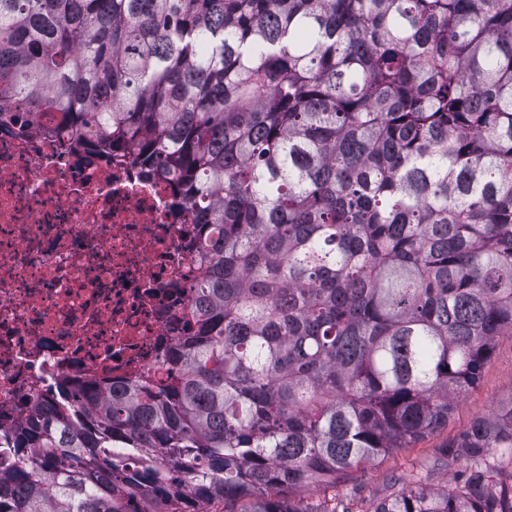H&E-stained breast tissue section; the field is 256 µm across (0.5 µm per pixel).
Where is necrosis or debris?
<instances>
[{
	"label": "necrosis or debris",
	"instance_id": "obj_1",
	"mask_svg": "<svg viewBox=\"0 0 512 512\" xmlns=\"http://www.w3.org/2000/svg\"><path fill=\"white\" fill-rule=\"evenodd\" d=\"M168 182L39 118L0 132V426L62 379L162 373L202 267Z\"/></svg>",
	"mask_w": 512,
	"mask_h": 512
}]
</instances>
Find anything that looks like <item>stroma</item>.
<instances>
[{
  "label": "stroma",
  "mask_w": 512,
  "mask_h": 512,
  "mask_svg": "<svg viewBox=\"0 0 512 512\" xmlns=\"http://www.w3.org/2000/svg\"><path fill=\"white\" fill-rule=\"evenodd\" d=\"M511 394L512 338L504 337L499 340L479 386L457 401L447 428L415 447L400 448L378 462L360 465L341 478L337 489L346 494L351 512H363L368 501L380 498L388 476L413 468L427 474L428 485L445 484L452 473L437 462L441 447L464 431L474 418L488 414L498 400Z\"/></svg>",
  "instance_id": "1"
}]
</instances>
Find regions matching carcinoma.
I'll list each match as a JSON object with an SVG mask.
<instances>
[{"label": "carcinoma", "mask_w": 512, "mask_h": 512, "mask_svg": "<svg viewBox=\"0 0 512 512\" xmlns=\"http://www.w3.org/2000/svg\"><path fill=\"white\" fill-rule=\"evenodd\" d=\"M10 97L171 179L206 262L173 371L0 429V512H338L512 336V0H0ZM445 454L364 512H512V395Z\"/></svg>", "instance_id": "cac0c4a2"}]
</instances>
